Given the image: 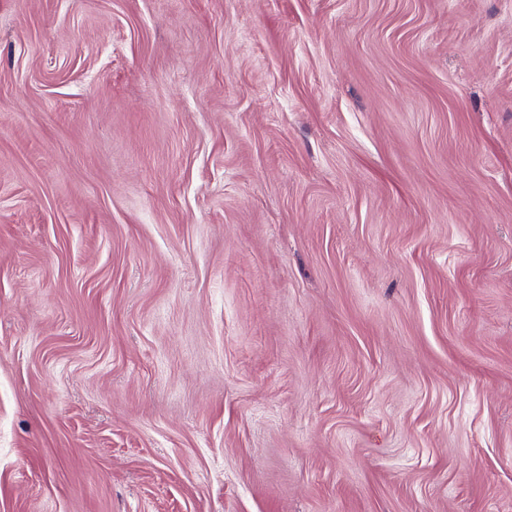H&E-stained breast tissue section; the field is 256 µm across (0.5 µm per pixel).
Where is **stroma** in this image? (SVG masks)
<instances>
[{
    "label": "stroma",
    "mask_w": 512,
    "mask_h": 512,
    "mask_svg": "<svg viewBox=\"0 0 512 512\" xmlns=\"http://www.w3.org/2000/svg\"><path fill=\"white\" fill-rule=\"evenodd\" d=\"M0 512H512V0H0Z\"/></svg>",
    "instance_id": "1"
}]
</instances>
